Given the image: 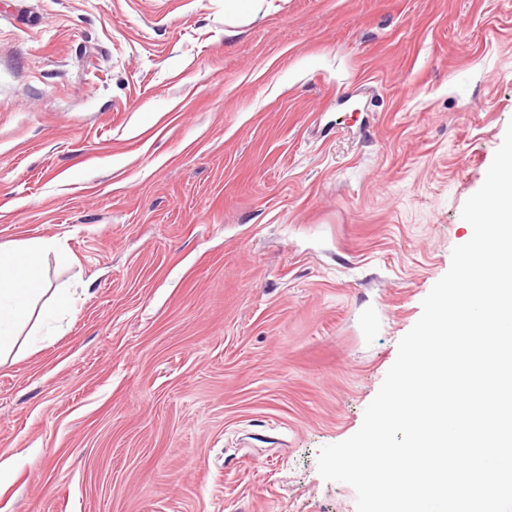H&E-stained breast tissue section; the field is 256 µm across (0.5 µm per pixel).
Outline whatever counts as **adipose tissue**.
<instances>
[{
  "mask_svg": "<svg viewBox=\"0 0 512 512\" xmlns=\"http://www.w3.org/2000/svg\"><path fill=\"white\" fill-rule=\"evenodd\" d=\"M50 257L60 264L69 261L51 238L0 247V358L12 353L25 328L38 321L61 323L73 310L68 291L46 285L44 264Z\"/></svg>",
  "mask_w": 512,
  "mask_h": 512,
  "instance_id": "obj_1",
  "label": "adipose tissue"
}]
</instances>
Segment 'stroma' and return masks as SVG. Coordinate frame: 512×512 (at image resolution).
Instances as JSON below:
<instances>
[{
    "instance_id": "1",
    "label": "stroma",
    "mask_w": 512,
    "mask_h": 512,
    "mask_svg": "<svg viewBox=\"0 0 512 512\" xmlns=\"http://www.w3.org/2000/svg\"><path fill=\"white\" fill-rule=\"evenodd\" d=\"M512 121V0H0V512H356L360 428ZM51 254L60 264L70 259L52 238L0 247V360L9 357L26 327L41 321L58 328L73 311L68 291L46 286L44 264Z\"/></svg>"
}]
</instances>
